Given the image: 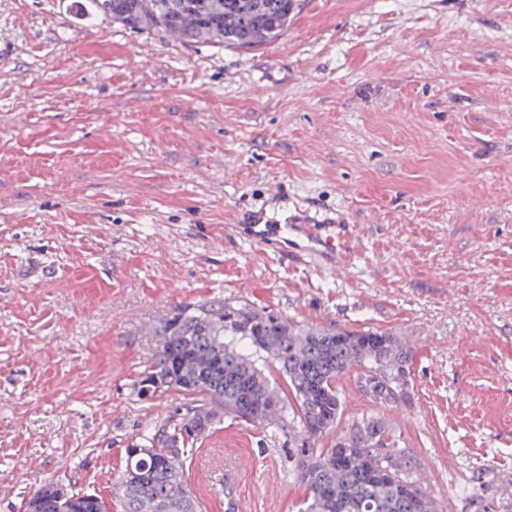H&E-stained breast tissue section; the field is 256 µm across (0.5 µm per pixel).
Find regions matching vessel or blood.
<instances>
[{"instance_id": "b4317fda", "label": "vessel or blood", "mask_w": 512, "mask_h": 512, "mask_svg": "<svg viewBox=\"0 0 512 512\" xmlns=\"http://www.w3.org/2000/svg\"><path fill=\"white\" fill-rule=\"evenodd\" d=\"M246 238L265 249L284 250L294 247L296 254L310 258L315 269L324 276L342 272L354 233L351 225L336 223L327 217L311 220L299 214L288 224H263L261 212L248 210L238 217Z\"/></svg>"}]
</instances>
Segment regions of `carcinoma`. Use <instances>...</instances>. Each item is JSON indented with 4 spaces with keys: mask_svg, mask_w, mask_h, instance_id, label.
Instances as JSON below:
<instances>
[{
    "mask_svg": "<svg viewBox=\"0 0 512 512\" xmlns=\"http://www.w3.org/2000/svg\"><path fill=\"white\" fill-rule=\"evenodd\" d=\"M87 14L133 32L186 44L249 49L279 38L296 0H87ZM155 348L133 392L141 401L176 393L190 400L126 449L113 484L120 512H201L184 456L229 414L251 422L288 413L300 512H435L437 499L414 475L400 437L372 414L330 436L343 412L338 382L358 371V387L380 405L411 397L413 353L394 333L313 329L247 303L209 300L175 307L155 325ZM149 448L139 453L136 448ZM42 483L24 512H57ZM71 512H107L101 498L70 492Z\"/></svg>",
    "mask_w": 512,
    "mask_h": 512,
    "instance_id": "1",
    "label": "carcinoma"
}]
</instances>
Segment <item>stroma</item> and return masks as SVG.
Returning <instances> with one entry per match:
<instances>
[{
    "instance_id": "stroma-1",
    "label": "stroma",
    "mask_w": 512,
    "mask_h": 512,
    "mask_svg": "<svg viewBox=\"0 0 512 512\" xmlns=\"http://www.w3.org/2000/svg\"><path fill=\"white\" fill-rule=\"evenodd\" d=\"M281 197H274L278 187ZM356 227L346 271L224 232ZM240 301L414 352L411 399L356 373L446 512H512V0H298L261 47L135 33L84 0H0V512L43 480L112 500L182 403L133 392L175 306ZM281 420L225 418L185 460L207 512H298Z\"/></svg>"
}]
</instances>
